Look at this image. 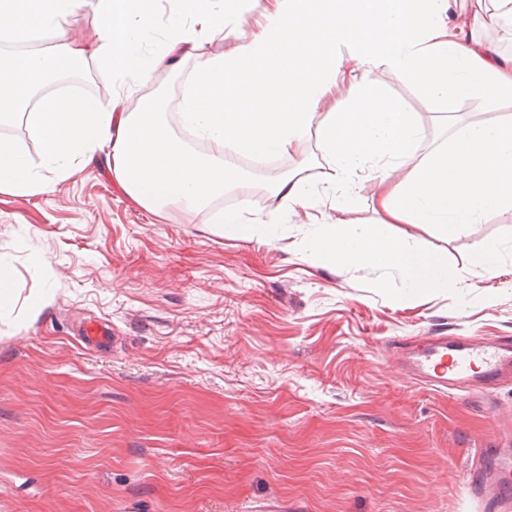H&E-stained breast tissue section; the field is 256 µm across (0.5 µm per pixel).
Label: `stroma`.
Here are the masks:
<instances>
[{"label": "stroma", "mask_w": 512, "mask_h": 512, "mask_svg": "<svg viewBox=\"0 0 512 512\" xmlns=\"http://www.w3.org/2000/svg\"><path fill=\"white\" fill-rule=\"evenodd\" d=\"M196 66L140 96L170 110ZM385 87L414 113L415 158L456 118L512 120L479 100L427 103L406 81ZM312 123L306 151L275 166L235 158L247 180L307 172L318 223L259 189L199 213L147 211L123 192L106 151L75 159L49 189L0 192V257L16 288L0 308V512H484L465 473L476 450L512 441V379L490 394L437 392L406 377L433 336L512 340V212L452 237L397 224L408 244L448 253L458 287L409 294L387 263H330L315 246L328 225L375 224L377 178L353 189L324 178ZM252 224L225 234V212ZM499 246L498 272L469 264Z\"/></svg>", "instance_id": "35a3bbf8"}]
</instances>
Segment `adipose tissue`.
<instances>
[{
    "mask_svg": "<svg viewBox=\"0 0 512 512\" xmlns=\"http://www.w3.org/2000/svg\"><path fill=\"white\" fill-rule=\"evenodd\" d=\"M153 0H0V40L24 42L63 33L67 18L90 7L103 33L95 46L63 41L24 54L0 51V125L25 118L44 146L36 166L0 137V191L46 189L48 173L107 149L121 188L150 210L178 203L204 208L225 191L251 185L224 160L304 153V136L324 116L321 147L328 181L350 186L379 158L406 159L420 130L411 112L374 79L382 70L415 84L429 102L480 99L512 107V57L451 22V0H273L258 32H238L232 52L209 57L204 45L224 31V0H174L171 32L152 51L144 44ZM197 58L180 102L184 128L206 142L191 149L161 117L160 103L136 112L98 99L45 91L59 59L95 60L119 86L148 81L174 62ZM346 92L337 106V92ZM376 224L360 232L332 226L320 253L331 262H389L409 288L449 284L448 257L407 245L396 224H428L453 236L491 213L512 211V124L460 125L448 142L408 169L399 183L380 175Z\"/></svg>",
    "mask_w": 512,
    "mask_h": 512,
    "instance_id": "adipose-tissue-1",
    "label": "adipose tissue"
}]
</instances>
